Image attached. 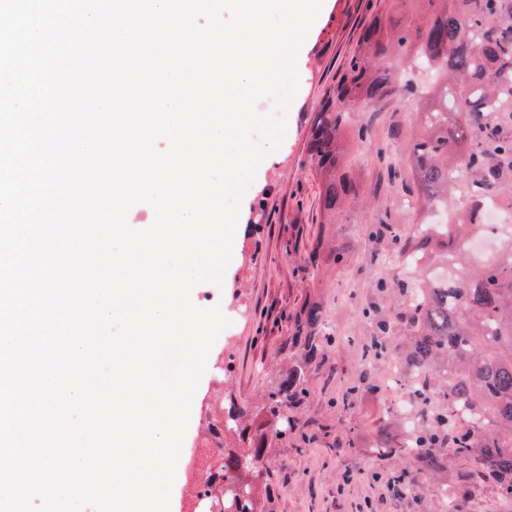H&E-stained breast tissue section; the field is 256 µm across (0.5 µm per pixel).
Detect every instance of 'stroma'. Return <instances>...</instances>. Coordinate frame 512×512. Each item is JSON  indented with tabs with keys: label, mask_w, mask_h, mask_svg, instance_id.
<instances>
[{
	"label": "stroma",
	"mask_w": 512,
	"mask_h": 512,
	"mask_svg": "<svg viewBox=\"0 0 512 512\" xmlns=\"http://www.w3.org/2000/svg\"><path fill=\"white\" fill-rule=\"evenodd\" d=\"M372 0H323L321 12L298 54L299 89L287 114L280 148L269 154L240 205L232 258L222 284L202 283L191 292L195 305L211 301L228 319L212 354H223V366L208 363L194 395L190 422L177 464L170 512H182L196 473L207 466L214 448L246 447V437L259 431L256 417L271 385L288 367L286 344L291 314L305 299L323 304L327 326L339 338L309 372L312 393L290 415L295 430L288 441L265 451L273 492L259 512H434L440 486L418 481L404 497L390 487L392 472L414 473L405 457L376 459L369 432L382 416H399L398 388L364 394L356 411L343 408L350 387L362 381L363 346L371 327L361 314L372 299L375 281L385 267L388 240L369 239L382 224L410 233L414 213L402 209L412 184L407 165L396 168L388 182L377 157L389 128L398 127L396 147H406L414 106L390 104L380 112L360 113L370 125L364 147L355 151L354 167L363 206L324 223L322 174L308 161V131L326 97L335 89L371 22ZM342 239L350 246L343 263L303 270L306 252L319 239ZM241 407L242 430L215 434L227 404ZM355 426L364 436L357 447L339 448L337 433Z\"/></svg>",
	"instance_id": "obj_1"
}]
</instances>
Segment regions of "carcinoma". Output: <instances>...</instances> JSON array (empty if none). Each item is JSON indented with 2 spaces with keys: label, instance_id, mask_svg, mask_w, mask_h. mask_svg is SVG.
Segmentation results:
<instances>
[{
  "label": "carcinoma",
  "instance_id": "obj_1",
  "mask_svg": "<svg viewBox=\"0 0 512 512\" xmlns=\"http://www.w3.org/2000/svg\"><path fill=\"white\" fill-rule=\"evenodd\" d=\"M375 9L309 130V162L325 179L323 213L361 203L345 155L348 142L367 141L368 129L352 125V112L396 98L415 101L408 150L419 205L455 206L472 192L512 194V0H377ZM399 13L406 18L385 21ZM396 63L423 65L428 89L402 80ZM478 233L476 224H421L394 236L392 253L409 261L420 285L390 273L375 285L378 301L361 309L372 325L368 353L378 354L383 339L406 337L391 352L422 409L421 419L397 431L385 417L371 430L377 456L416 465L414 475L392 477L396 492L445 473L451 457L471 462L464 478H446L437 512H464L486 483L512 502V231L493 259L473 266L466 242ZM336 342L321 303L305 301L288 337L297 361L260 409L266 432L257 447L224 454L232 469L224 512H255L257 489L271 482L262 450L270 440L288 441V411L309 395L308 368Z\"/></svg>",
  "mask_w": 512,
  "mask_h": 512
}]
</instances>
